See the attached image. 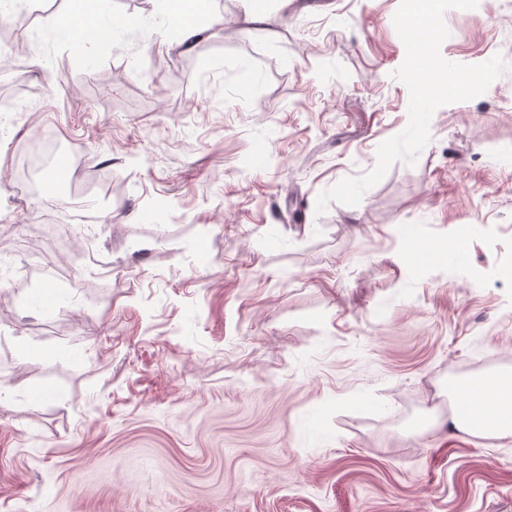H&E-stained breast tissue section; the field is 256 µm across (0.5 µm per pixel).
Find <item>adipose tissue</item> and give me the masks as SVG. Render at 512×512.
<instances>
[{
	"label": "adipose tissue",
	"mask_w": 512,
	"mask_h": 512,
	"mask_svg": "<svg viewBox=\"0 0 512 512\" xmlns=\"http://www.w3.org/2000/svg\"><path fill=\"white\" fill-rule=\"evenodd\" d=\"M458 403L451 427L461 433L512 435V372L492 373L452 384Z\"/></svg>",
	"instance_id": "1"
}]
</instances>
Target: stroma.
Listing matches in <instances>:
<instances>
[{
	"mask_svg": "<svg viewBox=\"0 0 512 512\" xmlns=\"http://www.w3.org/2000/svg\"><path fill=\"white\" fill-rule=\"evenodd\" d=\"M107 3L106 47L70 0L0 23V512H512V437L444 425L451 382L512 371V0L441 46L508 71L321 215L408 123L400 0H200L188 50L161 0ZM47 138L82 170L18 195ZM72 2L74 6L65 14L59 16L57 23L76 37L97 30L99 28L97 16L81 6L83 0Z\"/></svg>",
	"mask_w": 512,
	"mask_h": 512,
	"instance_id": "obj_1",
	"label": "stroma"
}]
</instances>
